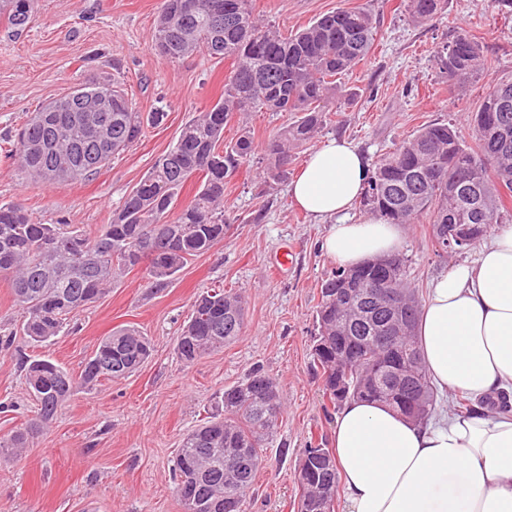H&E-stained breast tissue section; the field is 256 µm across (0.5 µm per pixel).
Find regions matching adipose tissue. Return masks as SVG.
<instances>
[{"mask_svg":"<svg viewBox=\"0 0 512 512\" xmlns=\"http://www.w3.org/2000/svg\"><path fill=\"white\" fill-rule=\"evenodd\" d=\"M371 174L352 142L332 139L291 183L295 206L330 219L324 255L348 268L396 252L404 228L353 210ZM417 335L433 386L481 401L512 389V225L494 226L474 265L432 282ZM333 458L347 512H512V409L444 414L418 425L388 407L348 402Z\"/></svg>","mask_w":512,"mask_h":512,"instance_id":"adipose-tissue-1","label":"adipose tissue"}]
</instances>
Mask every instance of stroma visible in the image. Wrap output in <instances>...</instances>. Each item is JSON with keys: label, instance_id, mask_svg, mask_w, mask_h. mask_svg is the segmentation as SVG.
Segmentation results:
<instances>
[{"label": "stroma", "instance_id": "stroma-1", "mask_svg": "<svg viewBox=\"0 0 512 512\" xmlns=\"http://www.w3.org/2000/svg\"><path fill=\"white\" fill-rule=\"evenodd\" d=\"M160 0H36V15L19 38L0 23V205L19 203L38 224H76L96 233L111 223L125 195L176 141L183 126L224 91L229 62L195 54L176 61L154 48ZM254 13L287 34L341 8H364L377 22L366 59L338 82L336 115L292 153L291 175L334 137L356 143L368 161L393 151L422 126L465 128L490 76L512 74V16L495 0H447L441 14L413 22L407 0H252ZM464 30L492 63L466 95L450 90L438 69L441 47ZM110 79L138 111L161 112L124 154L89 181L48 186L21 179L6 153L28 113L93 79ZM285 112H252L231 122L263 145L290 123ZM256 157L224 187L223 241L196 257L163 288L149 287L133 268L73 318L49 345L16 330L24 311L0 281V435L37 417L24 362L44 355L77 374L113 329L138 328L151 342L144 365L120 380L78 387L52 424L21 455L0 456V512H182L173 493L174 459L183 435L218 413L219 395L257 366L277 378L286 409L272 447L263 451L247 512H297L296 470L310 444L331 438L337 410L322 392L312 356L321 283L334 264L319 249L328 224L295 207L288 182L272 181ZM420 294L453 265L474 262L478 250L438 256L427 223L409 224L400 249ZM285 268H277L281 255ZM240 293L244 334L188 365L177 338L196 298L211 288Z\"/></svg>", "mask_w": 512, "mask_h": 512}]
</instances>
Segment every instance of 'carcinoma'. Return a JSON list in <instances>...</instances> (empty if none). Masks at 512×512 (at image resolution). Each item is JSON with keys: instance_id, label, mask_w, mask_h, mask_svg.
Wrapping results in <instances>:
<instances>
[{"instance_id": "cac0c4a2", "label": "carcinoma", "mask_w": 512, "mask_h": 512, "mask_svg": "<svg viewBox=\"0 0 512 512\" xmlns=\"http://www.w3.org/2000/svg\"><path fill=\"white\" fill-rule=\"evenodd\" d=\"M444 0H408L416 22L434 19ZM35 0H0L7 32L22 34L31 23ZM376 20L364 8L340 9L314 19L287 36L257 17L251 0H162L154 30L161 55L181 59L204 53L232 62L224 93L187 123L175 144L158 156L124 197L112 223L94 235L73 224H36L19 205L0 206V279L25 310L20 328L33 343L47 345L68 320L103 295L126 271L145 265L151 288H163L190 260L224 240V184L248 164L257 146L241 129L224 143V128L247 112H292L295 120L264 145L268 176L288 178L292 149L311 142L330 121L336 80L368 55ZM448 86L462 91L484 72L479 41L459 33L438 55ZM112 94L104 113L111 142L102 143L78 112L82 95ZM164 113L135 111L115 82L79 86L33 113L16 130L8 156L27 179L48 184L89 180L140 140L146 125ZM472 143L446 123L426 125L374 164L360 205L390 224H414L424 217L434 245L464 239L465 249L502 223L512 204V75L488 82L470 113ZM192 179L199 183L190 202L179 196ZM408 259L382 257L353 269L338 268L320 288L315 315L314 361L333 407L351 399L378 402L414 423L432 415L436 397L421 360L415 331L396 336L401 318L417 324L418 300L407 274ZM410 295L398 314L387 295ZM244 330L240 295L213 289L200 297L178 339L186 364L238 340ZM151 355V343L133 328H118L100 339L74 377L50 359L25 365L28 387L39 407L38 420L0 436V453L27 445L50 424L77 386L123 378ZM413 368L401 383L386 380L406 363ZM278 385L261 369L224 390V413L187 431L174 461V492L194 500L200 512H246L262 464L261 449L274 441L282 396L269 413L263 384ZM302 488L298 512H334L338 476L327 448H307L298 465Z\"/></svg>"}]
</instances>
